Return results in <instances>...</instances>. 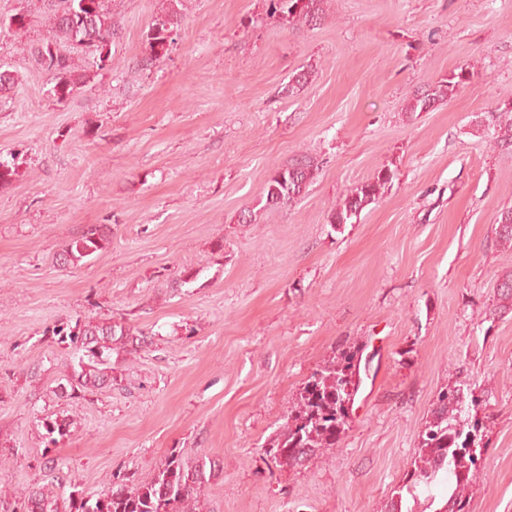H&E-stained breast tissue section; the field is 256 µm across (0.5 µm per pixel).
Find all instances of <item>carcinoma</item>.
Here are the masks:
<instances>
[{
    "instance_id": "cac0c4a2",
    "label": "carcinoma",
    "mask_w": 512,
    "mask_h": 512,
    "mask_svg": "<svg viewBox=\"0 0 512 512\" xmlns=\"http://www.w3.org/2000/svg\"><path fill=\"white\" fill-rule=\"evenodd\" d=\"M167 7L152 21L146 33V44L153 62L168 55L175 43L180 25V0H167ZM325 0H269V15L289 27L310 25L325 14ZM37 12L49 24V35L30 47L39 67L53 81L52 93L61 100L72 95L90 81L91 73L107 69L110 62L103 52L112 50L119 22L112 13V0H38ZM30 13L14 14L9 28L20 37L30 28ZM466 64L435 84L415 91L406 111L424 112L434 104L455 96L467 87L472 73ZM488 123L498 129L497 142L512 148V101L488 111ZM318 164L312 158L296 161L276 171L263 189L264 209L277 210L289 205L312 183ZM393 173L380 170L372 178L355 186L342 207L333 212L328 223L345 224L361 210L377 200L390 183ZM500 240L512 243V208L501 211L496 227ZM111 243L107 227L90 225L80 238L63 247L61 264L77 265L107 248ZM52 335L78 354L77 369L67 379L70 399H83L85 394L112 382V350L134 342L133 329L122 322L91 318L61 324ZM359 362L354 352L334 356L315 371L303 384L287 414L284 428L265 444L266 454L279 466L302 464L320 448H334L348 426V404L354 400L361 384L356 378ZM481 400L473 396L465 401L458 386H450L438 396L433 418L424 429L412 469L407 474L406 493L417 498L418 491L427 493L441 474H446L448 499L443 512H465L462 491L471 482L478 452L476 412ZM68 419L54 420L46 427L50 442H58L69 433ZM206 481L205 464L189 465L172 453L148 481L122 485L118 490H103L94 495L68 496L55 492V483L32 487L26 491L18 512H196L198 493Z\"/></svg>"
}]
</instances>
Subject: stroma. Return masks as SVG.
<instances>
[{
	"label": "stroma",
	"mask_w": 512,
	"mask_h": 512,
	"mask_svg": "<svg viewBox=\"0 0 512 512\" xmlns=\"http://www.w3.org/2000/svg\"><path fill=\"white\" fill-rule=\"evenodd\" d=\"M166 0H115L109 70L60 100L0 0V512L63 479L94 494L149 480L171 452L206 462L200 512H404L399 497L439 392H475L483 452L469 512H512V311H497L512 248V150L485 115L512 100V0H327L292 28L268 0H183L167 56L144 34ZM470 84L425 112L410 94L457 67ZM306 82L288 84L299 72ZM319 169L295 203L262 208L295 160ZM394 174L352 223L328 216ZM92 224L108 249L65 267ZM195 280L174 281L183 269ZM125 322L147 342L112 353V383L57 396L74 354L49 331ZM358 349L361 386L336 447L296 467L262 449L308 377ZM69 418L49 446L44 424Z\"/></svg>",
	"instance_id": "35a3bbf8"
}]
</instances>
